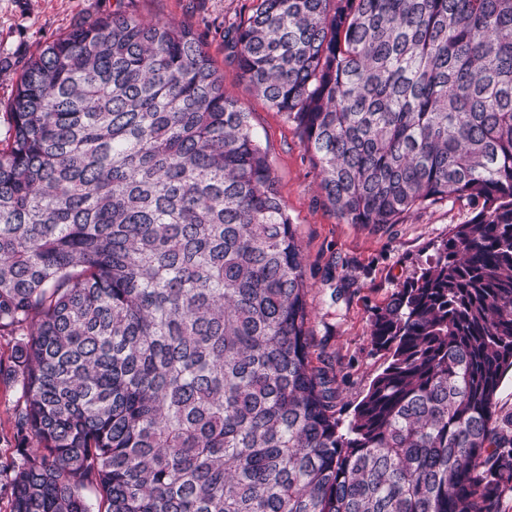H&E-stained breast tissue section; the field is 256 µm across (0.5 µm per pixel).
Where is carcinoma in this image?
<instances>
[{
	"mask_svg": "<svg viewBox=\"0 0 512 512\" xmlns=\"http://www.w3.org/2000/svg\"><path fill=\"white\" fill-rule=\"evenodd\" d=\"M230 48L339 219L470 217L373 314L386 366L345 419L268 153L201 37L117 10L47 43L0 139L10 512H502L512 0H257Z\"/></svg>",
	"mask_w": 512,
	"mask_h": 512,
	"instance_id": "1",
	"label": "carcinoma"
}]
</instances>
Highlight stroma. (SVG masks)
<instances>
[{"instance_id": "1", "label": "stroma", "mask_w": 512, "mask_h": 512, "mask_svg": "<svg viewBox=\"0 0 512 512\" xmlns=\"http://www.w3.org/2000/svg\"><path fill=\"white\" fill-rule=\"evenodd\" d=\"M256 0H0V137L26 61L76 24L124 10L153 21L191 26L248 114L266 149L279 193L296 230L309 284L311 351L337 377V408L352 412L386 362L369 336L370 320L396 288L417 277L465 221L463 203L441 202L397 224H347L323 202L300 133L241 78L228 57L224 31L251 15Z\"/></svg>"}]
</instances>
